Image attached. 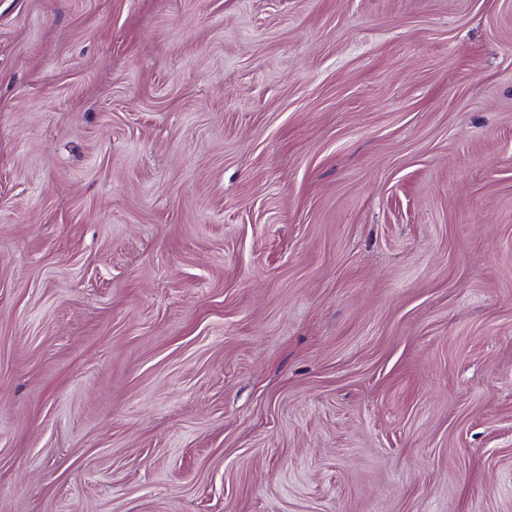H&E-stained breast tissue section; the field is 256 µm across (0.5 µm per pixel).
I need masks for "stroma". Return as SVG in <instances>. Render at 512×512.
Here are the masks:
<instances>
[{
  "label": "stroma",
  "mask_w": 512,
  "mask_h": 512,
  "mask_svg": "<svg viewBox=\"0 0 512 512\" xmlns=\"http://www.w3.org/2000/svg\"><path fill=\"white\" fill-rule=\"evenodd\" d=\"M0 512H512V0H0Z\"/></svg>",
  "instance_id": "obj_1"
}]
</instances>
